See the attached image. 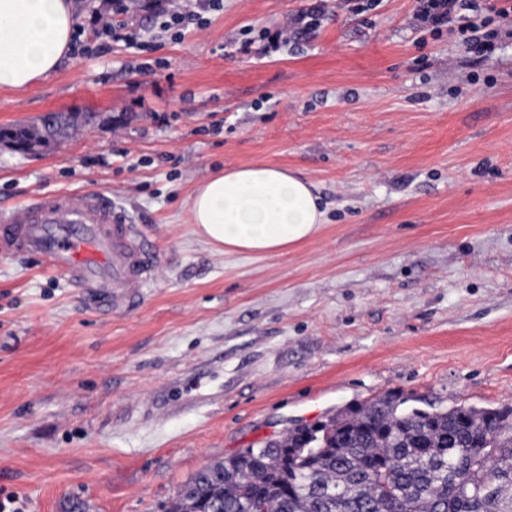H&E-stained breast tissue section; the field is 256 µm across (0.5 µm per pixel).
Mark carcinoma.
<instances>
[{
    "instance_id": "1",
    "label": "carcinoma",
    "mask_w": 512,
    "mask_h": 512,
    "mask_svg": "<svg viewBox=\"0 0 512 512\" xmlns=\"http://www.w3.org/2000/svg\"><path fill=\"white\" fill-rule=\"evenodd\" d=\"M0 142L26 149L25 127ZM165 512H512V405L386 393L210 464Z\"/></svg>"
}]
</instances>
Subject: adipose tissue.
<instances>
[{"instance_id":"adipose-tissue-1","label":"adipose tissue","mask_w":512,"mask_h":512,"mask_svg":"<svg viewBox=\"0 0 512 512\" xmlns=\"http://www.w3.org/2000/svg\"><path fill=\"white\" fill-rule=\"evenodd\" d=\"M75 0H0V89L24 91L57 71L73 49ZM195 234L220 254H274L313 237L324 212L293 169L259 163L211 174L192 191Z\"/></svg>"}]
</instances>
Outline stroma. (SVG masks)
<instances>
[{
  "instance_id": "35a3bbf8",
  "label": "stroma",
  "mask_w": 512,
  "mask_h": 512,
  "mask_svg": "<svg viewBox=\"0 0 512 512\" xmlns=\"http://www.w3.org/2000/svg\"><path fill=\"white\" fill-rule=\"evenodd\" d=\"M418 0H190L200 23L0 90V127L94 123L49 151L0 145V213L111 195L157 253L136 309L93 311L36 255L0 254V497L28 512H164L214 461L398 392L512 404V45L479 55ZM313 28L277 32L304 12ZM299 171L321 231L278 255L197 240L214 171Z\"/></svg>"
}]
</instances>
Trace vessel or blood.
<instances>
[{
  "label": "vessel or blood",
  "mask_w": 512,
  "mask_h": 512,
  "mask_svg": "<svg viewBox=\"0 0 512 512\" xmlns=\"http://www.w3.org/2000/svg\"><path fill=\"white\" fill-rule=\"evenodd\" d=\"M0 252L40 256L100 312L134 308L157 273L138 225L96 192L43 194L0 215Z\"/></svg>",
  "instance_id": "b4317fda"
}]
</instances>
